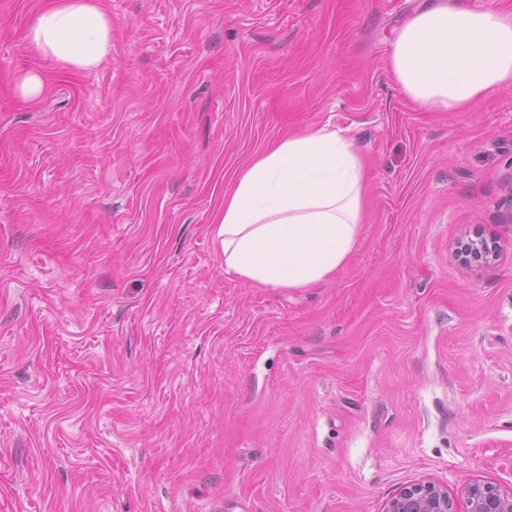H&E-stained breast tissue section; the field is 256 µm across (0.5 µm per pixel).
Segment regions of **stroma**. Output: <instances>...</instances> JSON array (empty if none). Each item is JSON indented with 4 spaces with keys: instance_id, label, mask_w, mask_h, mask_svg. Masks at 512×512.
Wrapping results in <instances>:
<instances>
[{
    "instance_id": "35a3bbf8",
    "label": "stroma",
    "mask_w": 512,
    "mask_h": 512,
    "mask_svg": "<svg viewBox=\"0 0 512 512\" xmlns=\"http://www.w3.org/2000/svg\"><path fill=\"white\" fill-rule=\"evenodd\" d=\"M429 0H104L68 71L0 0V512H382L512 487V89L417 109L393 36ZM45 88L16 92L29 70ZM327 125L368 170L313 288L224 272V185ZM497 240L491 265L458 243ZM383 512H456V506L446 487L428 480L401 488Z\"/></svg>"
}]
</instances>
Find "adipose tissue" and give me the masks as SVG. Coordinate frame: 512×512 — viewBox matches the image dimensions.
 <instances>
[{
	"label": "adipose tissue",
	"mask_w": 512,
	"mask_h": 512,
	"mask_svg": "<svg viewBox=\"0 0 512 512\" xmlns=\"http://www.w3.org/2000/svg\"><path fill=\"white\" fill-rule=\"evenodd\" d=\"M43 56L77 70L112 54L101 0H51L26 34ZM389 68L419 108L464 112L512 87V5L436 0L391 43ZM367 174L354 141L328 127L275 139L224 187V271L255 288H310L341 269L365 222Z\"/></svg>",
	"instance_id": "adipose-tissue-1"
}]
</instances>
